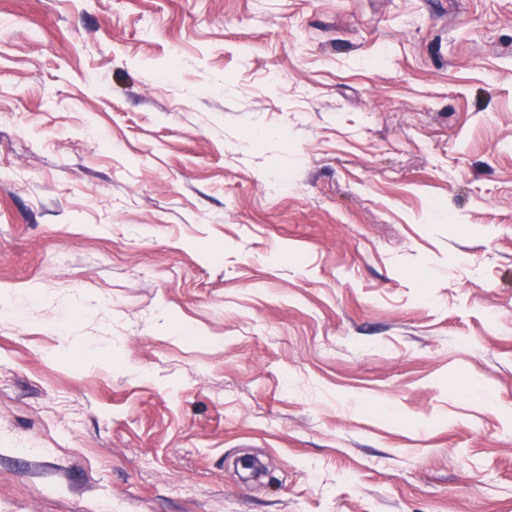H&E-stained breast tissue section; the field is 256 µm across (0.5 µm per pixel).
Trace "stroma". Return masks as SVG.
I'll use <instances>...</instances> for the list:
<instances>
[{
	"label": "stroma",
	"instance_id": "stroma-1",
	"mask_svg": "<svg viewBox=\"0 0 512 512\" xmlns=\"http://www.w3.org/2000/svg\"><path fill=\"white\" fill-rule=\"evenodd\" d=\"M0 512H512V0H0Z\"/></svg>",
	"mask_w": 512,
	"mask_h": 512
}]
</instances>
